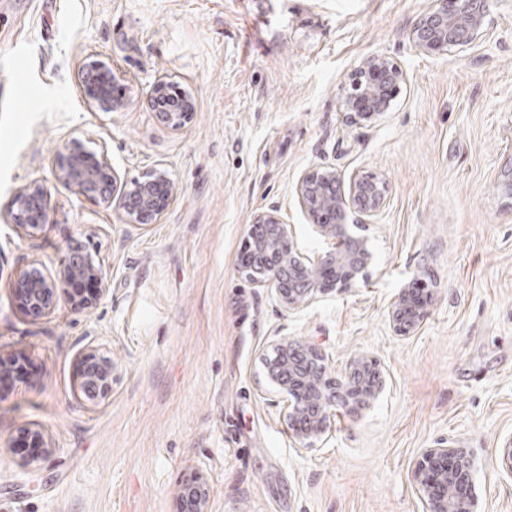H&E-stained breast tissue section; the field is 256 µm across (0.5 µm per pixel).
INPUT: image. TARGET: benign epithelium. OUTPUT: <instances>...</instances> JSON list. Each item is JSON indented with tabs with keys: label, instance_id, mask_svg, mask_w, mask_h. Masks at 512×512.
<instances>
[{
	"label": "benign epithelium",
	"instance_id": "benign-epithelium-1",
	"mask_svg": "<svg viewBox=\"0 0 512 512\" xmlns=\"http://www.w3.org/2000/svg\"><path fill=\"white\" fill-rule=\"evenodd\" d=\"M434 5L417 19L411 42L425 55L446 53L473 44L482 36L486 0H433ZM406 82L401 66L385 57L368 58L353 79L344 112L351 123L369 120L384 112ZM81 88L88 104L102 112H117L128 101L122 93L121 78L112 64L92 55L84 64ZM171 84L162 79L151 86L150 97L172 101L158 119L177 130L189 122L196 109L192 94L170 93ZM56 181L79 197L109 205L119 201L123 223L138 229L158 224L172 204L177 189L166 168H157L143 180L119 184L106 151L85 150L79 140L63 146L55 169ZM302 211L323 240L333 247L312 259L299 248L294 228L284 222L276 208L259 209L251 218L246 247L251 264L242 267L244 278L260 288L274 290L277 300L294 310L319 295L355 285L372 262L368 238L351 231L373 224L385 209L386 199L376 179L352 173L346 177L333 167L302 174L295 185ZM17 211L9 213L10 223L29 238L42 232L48 215V193L37 180L20 187ZM17 285L25 297L26 314L41 320L55 313L64 302L75 310L94 307L108 292V278L100 263L80 244L67 247L58 267L46 272L31 264L18 273ZM422 306L414 303L403 288L391 302L388 318L399 335L415 332ZM274 356L266 359L269 385L286 399L287 418L302 446L320 436L339 407L358 410L370 407L382 393L384 376L376 360L358 357L349 371L332 380L319 370L322 355L297 339H280L273 345ZM114 364L88 346L81 356L78 385L80 398L91 406L112 392ZM21 437L33 447L51 452L48 437L36 428L24 427ZM472 462L467 449L440 443L421 451L412 478L423 492L425 512H479L468 493ZM181 512H207L210 484L201 472L189 475L178 490Z\"/></svg>",
	"mask_w": 512,
	"mask_h": 512
}]
</instances>
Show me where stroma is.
I'll use <instances>...</instances> for the list:
<instances>
[{
  "label": "stroma",
  "instance_id": "obj_1",
  "mask_svg": "<svg viewBox=\"0 0 512 512\" xmlns=\"http://www.w3.org/2000/svg\"><path fill=\"white\" fill-rule=\"evenodd\" d=\"M431 3L0 0V351L31 365L0 388V512H178L196 471L209 512H423L412 470L441 442L469 451L480 512H512L497 465L512 438V0H487L478 42L427 56L409 35ZM91 55L122 76L124 110L86 103ZM375 55L407 81L377 119L349 123L344 97ZM159 77L195 98L181 129L149 107ZM74 138L125 182L165 165L178 195L161 222L134 228L57 185ZM323 166L384 182L365 229L375 259L353 288L288 310L244 279L247 229L273 204L303 253L325 251L295 194ZM33 179L49 191L36 239L3 221ZM75 240L107 294L31 320L17 271L56 268ZM417 281L425 317L397 335L391 301ZM283 338L321 351L332 379L377 359L383 392L301 446L265 378ZM91 341L115 365L95 407L77 395ZM24 425L52 444L25 469L7 445Z\"/></svg>",
  "mask_w": 512,
  "mask_h": 512
}]
</instances>
